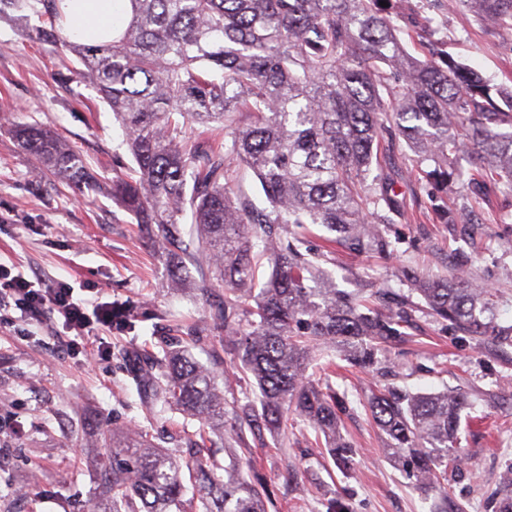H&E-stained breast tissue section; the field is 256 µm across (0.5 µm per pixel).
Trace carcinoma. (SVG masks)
<instances>
[{
  "label": "carcinoma",
  "instance_id": "1",
  "mask_svg": "<svg viewBox=\"0 0 512 512\" xmlns=\"http://www.w3.org/2000/svg\"><path fill=\"white\" fill-rule=\"evenodd\" d=\"M64 3L48 0V26L36 33L69 61L64 83L92 86L123 129L133 168L112 179V200L176 269L199 271L197 295L224 288L208 327L189 341L206 346L224 332L237 368L256 383V398L232 411L230 439L241 446L299 419L348 472L339 399L307 371L336 366L338 354L377 367L381 347L411 326L413 305L336 288L321 267L325 254L301 250L289 228L322 224L335 233L330 249L386 252L381 225L405 208L390 194L404 172L462 189L454 207L439 208L447 224L468 218L489 182L512 193V91L437 50L410 55L378 0H128L112 40L96 43L73 40ZM448 8L512 29V0H448ZM11 131L58 183L92 189L82 157L54 131L36 121ZM403 145L412 167L369 178ZM248 169L258 199L241 189ZM188 213L194 233L179 227ZM408 284L437 320L512 347L490 289L461 274ZM160 349L143 359L119 347L116 356L145 404L195 416L201 427L168 436L169 447L137 428L100 430L98 512H268L260 480L221 464L207 445L224 435L218 374L186 350L165 341ZM466 406L456 389L412 393L393 384L367 401L388 457L437 496L431 512H443ZM496 512H512V467Z\"/></svg>",
  "mask_w": 512,
  "mask_h": 512
}]
</instances>
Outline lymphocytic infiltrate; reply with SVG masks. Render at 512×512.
<instances>
[{
  "mask_svg": "<svg viewBox=\"0 0 512 512\" xmlns=\"http://www.w3.org/2000/svg\"><path fill=\"white\" fill-rule=\"evenodd\" d=\"M130 309L128 302L103 300L101 292L88 297L68 282L16 274L0 262V325L33 335L54 331L68 355L90 360L95 352L86 339L127 327Z\"/></svg>",
  "mask_w": 512,
  "mask_h": 512,
  "instance_id": "1",
  "label": "lymphocytic infiltrate"
}]
</instances>
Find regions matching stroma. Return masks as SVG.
<instances>
[{"label": "stroma", "instance_id": "obj_1", "mask_svg": "<svg viewBox=\"0 0 512 512\" xmlns=\"http://www.w3.org/2000/svg\"><path fill=\"white\" fill-rule=\"evenodd\" d=\"M400 20L409 53L424 57L429 42L498 83L512 81V30L480 24L448 0H411ZM38 17L0 12V258L17 271L81 282L102 289L105 300H129L144 310L134 329L108 335L110 345L156 352L160 338L189 336L206 323L208 305L192 290L199 274L175 275L169 260L146 243L139 225L112 200V179L131 164L123 131L94 89L57 81L60 56L41 41ZM53 129L83 157L97 179L94 192L56 193L13 138L9 118ZM391 193L417 212L394 217L388 252H337L325 264L336 288H383L392 300L408 294L406 274L446 278L461 272L492 289L498 323L512 326V196L490 189L465 224L440 223L436 206L455 189L395 178ZM414 327L383 347L389 375L341 363L311 372L319 386L344 397L341 432L355 466L341 473L312 428L298 422L287 435H264L239 451L241 470L257 461L273 493L271 512H326L328 499L349 512H428L429 504L406 474L384 457L383 436L365 405L385 383L416 392L447 387L470 394L462 417L461 460L448 474L452 512H496L495 493L512 466V347L456 332L435 320L423 299L414 301ZM45 332L36 338L0 326V512H92L98 464L104 454L83 411L117 426L198 430V419L156 405L145 415L124 363L113 356L81 366ZM35 490L33 499L20 498Z\"/></svg>", "mask_w": 512, "mask_h": 512}]
</instances>
